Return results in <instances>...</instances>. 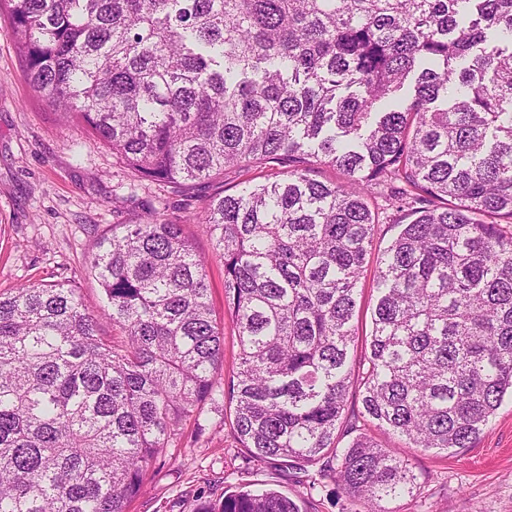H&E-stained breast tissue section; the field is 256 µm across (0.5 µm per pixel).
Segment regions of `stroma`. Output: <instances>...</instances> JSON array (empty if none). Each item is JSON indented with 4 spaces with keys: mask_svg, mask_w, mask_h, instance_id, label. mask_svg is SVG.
Returning a JSON list of instances; mask_svg holds the SVG:
<instances>
[{
    "mask_svg": "<svg viewBox=\"0 0 512 512\" xmlns=\"http://www.w3.org/2000/svg\"><path fill=\"white\" fill-rule=\"evenodd\" d=\"M228 167L221 178L176 188L133 177L111 150L74 122L59 119L31 88L11 28L0 19V291L58 281L75 286L89 309L102 289L87 265L103 230L133 224L151 210L182 225L205 256L211 300L224 312V263L203 226L206 205L247 186ZM205 429L187 422L177 447L149 473L127 512H182L181 497L198 490L216 501L226 487L307 495L310 512H366L363 499L334 482L307 491L300 475L251 459L224 422V404L206 405ZM418 476L413 496L388 502L389 512H512V400L468 448L438 453L411 448Z\"/></svg>",
    "mask_w": 512,
    "mask_h": 512,
    "instance_id": "1",
    "label": "stroma"
}]
</instances>
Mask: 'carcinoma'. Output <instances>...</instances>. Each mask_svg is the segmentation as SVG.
Here are the masks:
<instances>
[{
  "label": "carcinoma",
  "mask_w": 512,
  "mask_h": 512,
  "mask_svg": "<svg viewBox=\"0 0 512 512\" xmlns=\"http://www.w3.org/2000/svg\"><path fill=\"white\" fill-rule=\"evenodd\" d=\"M2 15L32 89L135 175L283 179L207 203L226 378L205 260L157 211L101 235L100 312L65 283L0 292V512H126L224 398L251 458L317 465L374 512L417 476L366 433L338 447L353 385L409 447L471 446L512 392V0H0ZM381 187L406 213L355 359ZM191 512L305 510L256 488Z\"/></svg>",
  "instance_id": "obj_1"
}]
</instances>
